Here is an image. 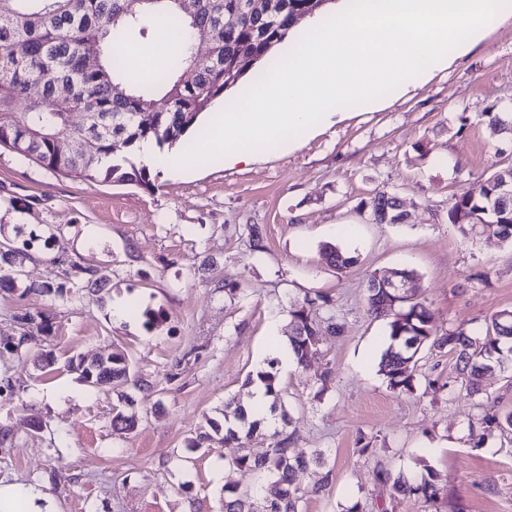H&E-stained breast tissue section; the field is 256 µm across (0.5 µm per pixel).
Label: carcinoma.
<instances>
[{
    "mask_svg": "<svg viewBox=\"0 0 512 512\" xmlns=\"http://www.w3.org/2000/svg\"><path fill=\"white\" fill-rule=\"evenodd\" d=\"M255 0H196V9L186 12L180 0H0V145L21 146L19 153L32 156L46 167L82 178L94 179L100 173L114 182L149 184V170L105 160L133 150L142 140H153L160 147L180 141L197 118L224 92L236 86L256 65L267 58L281 42L296 17L313 15L330 0H271L272 12L262 14L252 8ZM162 22L179 37V47L167 65L149 83L135 78L124 57L112 52V42L136 32L150 37L146 21ZM204 41L209 54L200 58L196 44ZM24 45V54L15 56L12 47ZM100 56V65L86 66L87 55ZM39 87V101L27 105L33 86ZM79 112L83 122L72 115ZM92 138L96 147L88 152L62 155L57 142ZM507 172L500 167L487 178L478 194L453 199L448 221L464 237H473L483 222L512 227V206L499 211L494 205L499 180ZM358 208L368 212L376 224H403L405 213L393 194L378 189L360 201ZM17 250L0 243V287L13 281ZM325 259L336 271L344 272L356 259L336 245L323 248ZM83 274L87 287L100 292L106 274L96 266L74 265ZM375 275L367 281V313L386 323L388 344L378 367L387 387L398 393L415 389L419 353L424 348L448 349L454 355L456 370L473 395L481 393L487 372L501 367L512 356V333L499 327L512 322V310L493 314L485 334L472 336L462 330L439 333L419 291L408 298H394L372 287ZM291 332L288 344L297 365H304L327 334L339 336L345 325L336 314L333 300L309 296L291 305L288 311ZM18 329L48 327L45 315L27 312L14 316ZM251 373L247 385L260 382L270 397L269 413L283 406L282 389L276 366ZM67 368L91 387H100L130 374L125 357L112 354L84 364L71 357ZM266 417L254 418L241 405L234 419L224 418V444L234 443L240 453L224 462L230 472L252 473L257 483L241 490L236 482L224 483V512H303L304 500L319 493H305L296 483L298 471L326 464L325 454L314 450L308 456L289 448L292 435L284 432L289 424L280 413L281 428L270 435L271 443L260 453L246 447ZM486 431L512 429V413L491 415L484 420ZM138 415L134 404L119 408L112 417V431L121 436L136 430ZM378 482L393 493L420 496L427 501L439 495L432 473L416 479L404 472L381 468Z\"/></svg>",
    "mask_w": 512,
    "mask_h": 512,
    "instance_id": "cac0c4a2",
    "label": "carcinoma"
}]
</instances>
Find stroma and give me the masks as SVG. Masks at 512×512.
Wrapping results in <instances>:
<instances>
[{
  "label": "stroma",
  "mask_w": 512,
  "mask_h": 512,
  "mask_svg": "<svg viewBox=\"0 0 512 512\" xmlns=\"http://www.w3.org/2000/svg\"><path fill=\"white\" fill-rule=\"evenodd\" d=\"M492 112L512 114V18L408 94L246 164L155 166L143 186L81 180L0 146V241L22 253L13 287L0 289V478L44 486L62 512H221L226 479L246 489L254 478L226 476L236 448L187 443L206 419L223 421L230 399L247 400L244 380L270 358L273 336H287L291 304L319 293L344 336L279 371L295 454L326 453L325 468L298 475L305 488L329 480L304 512H512V432L482 437L476 406L512 412V372L489 373L479 399L446 391L453 356L426 350L414 392L394 393L378 372L385 324L366 312L369 276L401 268L418 274L438 329L481 334L512 310V244L463 238L448 221L455 197L512 163V135L491 128ZM377 189L399 197L405 223L360 214ZM327 242L356 264L336 273ZM76 263L99 266L106 288L86 289ZM45 282L68 291L40 292ZM118 300L129 308L121 321ZM26 311L45 314L48 330L19 338L12 317ZM113 352L152 384L123 437L112 413L131 382L93 388L67 369L70 357ZM45 355L52 365H38ZM381 465L431 470L439 496L392 497L376 480Z\"/></svg>",
  "instance_id": "stroma-1"
}]
</instances>
